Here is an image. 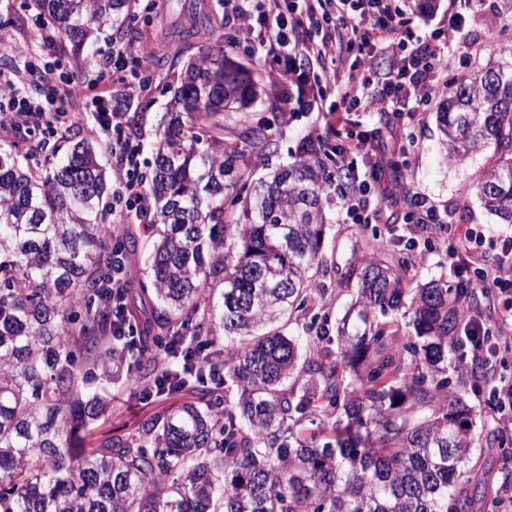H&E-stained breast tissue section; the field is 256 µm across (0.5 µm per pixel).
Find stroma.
<instances>
[{
  "mask_svg": "<svg viewBox=\"0 0 512 512\" xmlns=\"http://www.w3.org/2000/svg\"><path fill=\"white\" fill-rule=\"evenodd\" d=\"M200 3L217 23L215 40L223 45L225 54L260 72L264 82L276 84L283 95L282 100L274 104L266 96H257L249 111L224 115L223 138L229 145L243 146L244 132L248 127L263 125L268 129L273 142L271 150L251 149L247 152L253 178L267 176L276 168L300 159L308 143L319 142L329 149L335 147V115L309 110L305 102L299 101L296 85L286 81L281 74L282 65L276 53L238 39L235 23L224 20V0H200ZM399 4L408 28L426 42L435 29L447 25L452 0H437L434 8L425 13L417 9L416 0H399ZM504 4L505 0H485L482 9L464 11V22L459 32L450 38L446 49L449 80L460 78L474 67L483 45L490 42L512 44V18L505 16ZM182 6L183 0H134L133 14L123 28L104 27L96 31L81 62H74L65 53H47L48 73L42 74L37 82L26 84V91L32 95L43 93L49 83L57 80L59 69L72 71L83 67L91 77L89 94L98 93L119 100L126 116H138L142 128V170L150 172L154 165L155 143L171 117L170 88L177 81L180 70L176 67L151 70L141 64L139 58L164 39L163 34L149 25V18L161 14L170 24H177ZM0 28L14 35L5 51V58L15 66L20 65L23 58L34 56L42 36L54 31L47 17L39 14L34 0H0ZM115 42L131 51L126 70H112L107 61L108 49ZM133 74L138 76L141 89L128 96L123 92V80ZM440 103L437 97L424 107L406 103V110L418 113L414 122L405 117L391 122L371 108L357 109L351 115L359 130L372 135L375 151L395 162L394 167L385 172V183L398 199L388 203L371 199V206L379 209L380 215L369 229L376 232L381 244L390 248L413 241L410 254L414 266L410 277L416 285L432 280L449 283L453 277L448 269L446 242H439L431 248L423 238H410L404 224L410 206L408 201L399 197L404 189L425 196L441 215L449 216L452 223L471 225L482 233L483 244L473 252L467 271L471 281H478L482 270L489 264L512 261V256L502 251L503 240L512 237V224L503 223L484 209L476 195L463 191L465 184L481 178L492 164L495 152L489 148L459 162L447 160L438 150L440 132L436 112ZM1 145L12 147L22 163L34 168L60 162L69 150V144L63 138L51 139L44 146L31 139L17 138L13 130L4 125L0 126ZM326 174L330 195L329 223L321 254L327 262L341 264L349 257L351 247L350 240L339 235L340 228L348 222L343 197L348 194L349 187L338 177L335 158L327 159ZM314 285L323 294L322 312L328 325H335L351 303L350 287L340 285L338 274L332 270L316 273ZM467 387L469 404L481 413L475 426L480 446L474 455L480 473L493 480L498 476L503 452L512 451V440L500 438L498 425L486 405L489 393L486 383L472 376L467 380ZM165 404L162 398L141 399L137 383L123 381L115 384L112 388V409L105 420L89 431L88 445L98 443L104 433L130 431L144 419L160 412Z\"/></svg>",
  "mask_w": 512,
  "mask_h": 512,
  "instance_id": "stroma-1",
  "label": "stroma"
}]
</instances>
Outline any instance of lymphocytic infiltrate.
I'll use <instances>...</instances> for the list:
<instances>
[{
  "label": "lymphocytic infiltrate",
  "mask_w": 512,
  "mask_h": 512,
  "mask_svg": "<svg viewBox=\"0 0 512 512\" xmlns=\"http://www.w3.org/2000/svg\"><path fill=\"white\" fill-rule=\"evenodd\" d=\"M224 14L236 21L244 38L274 48L284 61L287 80L306 87L316 103L324 99L325 87L321 77L312 76L310 65L324 62L335 53L357 52V59L338 86L332 110L338 115L336 135L344 140L340 151L342 167L356 178L343 207L353 223H371L378 212L370 208L368 198L374 182L381 179L384 162L375 160L370 178H359L358 161L365 157L371 143L367 135L350 130L345 117L372 81L371 71L362 68L361 62L379 53L390 54L394 60L383 78L381 95L374 100L381 112H398L400 104L411 99L428 104L443 88L437 75L445 59L441 44L448 39V30H436L431 41L414 44L394 0H224ZM82 86L81 80L66 75L59 88L33 97L17 90L13 73L0 71V123L12 127L22 138L50 139L62 124L69 122L66 103ZM89 110L112 149L118 176L112 183L111 210L113 217L120 220L144 207L142 150L126 137L119 105L95 97ZM409 205L406 225H426L431 232L445 231L453 237L448 265L458 288L467 289L465 273L470 252L480 245L481 235L467 226L447 224L419 193H412Z\"/></svg>",
  "instance_id": "lymphocytic-infiltrate-1"
}]
</instances>
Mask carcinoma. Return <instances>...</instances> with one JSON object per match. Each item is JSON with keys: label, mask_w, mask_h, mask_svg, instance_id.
Returning a JSON list of instances; mask_svg holds the SVG:
<instances>
[{"label": "carcinoma", "mask_w": 512, "mask_h": 512, "mask_svg": "<svg viewBox=\"0 0 512 512\" xmlns=\"http://www.w3.org/2000/svg\"><path fill=\"white\" fill-rule=\"evenodd\" d=\"M80 54L94 31L121 26L132 0H34ZM181 44H207L172 88L182 113L162 135L144 207L149 224L106 221L109 181L70 128L67 157L35 169L0 147V512H474L505 503L471 476L476 410L448 377L463 366L466 295L409 287L412 260L348 229L355 299L336 336L311 324L314 351L279 323L321 295L328 217L323 146L244 181L245 153L220 138L224 113L252 101L253 72L212 46L213 21L187 0ZM482 58L438 115L440 148L496 160L465 186L512 223V60ZM246 140L264 151L263 127ZM241 204L227 214L225 199ZM157 232L146 277L142 234ZM134 280L112 291V275ZM222 287L219 301L208 296ZM406 308V327L381 322ZM149 336L115 335L116 319ZM235 344L220 350L214 330ZM184 336L212 352L191 371L161 360ZM127 377L169 401L133 432L84 447ZM233 393L228 398L227 393ZM317 423L307 431L304 421Z\"/></svg>", "instance_id": "obj_1"}]
</instances>
